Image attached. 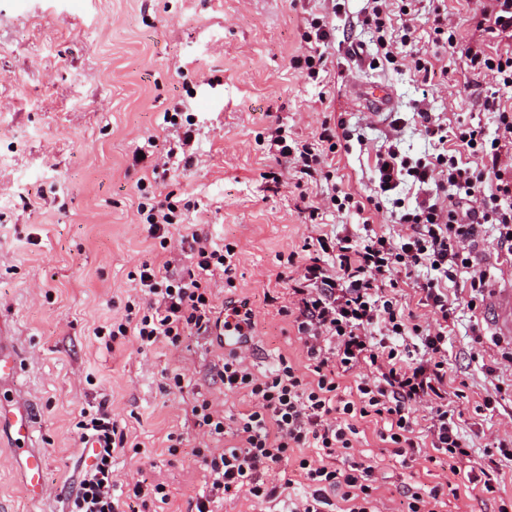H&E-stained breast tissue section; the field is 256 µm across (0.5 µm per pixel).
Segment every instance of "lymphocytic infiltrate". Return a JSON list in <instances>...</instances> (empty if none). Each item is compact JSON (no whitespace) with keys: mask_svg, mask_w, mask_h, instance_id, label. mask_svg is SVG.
Listing matches in <instances>:
<instances>
[{"mask_svg":"<svg viewBox=\"0 0 512 512\" xmlns=\"http://www.w3.org/2000/svg\"><path fill=\"white\" fill-rule=\"evenodd\" d=\"M473 70L493 76L512 88V51L467 49ZM416 115L426 134L440 145L437 154L413 158L402 153L397 140H388L376 152L377 190L391 197L394 223L404 232L398 239L350 233L328 239L305 238L304 263L288 256V317L302 344L305 366L280 359L277 369L256 375L243 350L221 353L217 376L231 394H244L245 408L224 416L208 399L195 401L191 413L210 444L195 449L201 478L207 488L197 497L196 512H215L227 496H245L260 502L286 496L300 485L302 493L288 498V512H322L339 499L343 512H377L374 505V460L339 469L337 452L353 448L359 422H383L379 437L394 456L412 460L419 453V437L427 435L440 455L438 464L447 480L466 489L494 492L491 477L463 470L472 450L460 434L448 404V296L445 281L458 269L471 270L469 286L475 296L486 275L473 271L471 254L484 225L496 230L498 247L512 256V163L504 162L497 141L486 140L478 127L459 126L449 134L430 112ZM468 146L475 163L460 162L448 154L449 137ZM269 152L279 164H292L295 177L316 171L323 156L314 145L289 140L285 130L272 136ZM158 165L147 166L138 182L141 200L137 213L148 233L168 247L170 229L182 214L170 196L157 193ZM418 185L413 204L396 198L401 183ZM190 265L181 275L170 273L169 261L143 262L136 278L142 308L126 304L125 315L113 323L107 349L121 348L135 337L148 348L163 342L179 347L185 336L223 331L216 316L212 280H232L236 247L199 236L181 237ZM426 269L424 301L434 324L414 323L394 294L395 275ZM425 408L417 419V408ZM82 438H97L95 462L70 500V512H120L115 494L112 461L126 444L119 436L106 403L83 413L78 423ZM289 463L294 481L270 483L269 471Z\"/></svg>","mask_w":512,"mask_h":512,"instance_id":"obj_1","label":"lymphocytic infiltrate"}]
</instances>
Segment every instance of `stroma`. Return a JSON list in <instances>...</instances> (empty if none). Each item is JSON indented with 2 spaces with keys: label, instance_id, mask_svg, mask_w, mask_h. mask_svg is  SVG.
<instances>
[{
  "label": "stroma",
  "instance_id": "obj_1",
  "mask_svg": "<svg viewBox=\"0 0 512 512\" xmlns=\"http://www.w3.org/2000/svg\"><path fill=\"white\" fill-rule=\"evenodd\" d=\"M488 0H418L413 50L431 74L410 61L376 58L378 35L364 25L366 0H0V343L22 350L25 368L0 381V410L29 403L36 414L33 447L47 463L40 494L26 488L20 465L0 443V512H69L86 467L82 412L108 401L128 448L114 462V478L166 482L164 512H195L202 491L201 462L192 453L202 435L191 414L195 399L213 400L231 415L243 406L211 379L215 360L209 337L187 336L179 348L140 347L128 338L110 351L97 328L124 316L135 297L131 274L159 249L137 213L135 155L149 137L157 154L178 148L183 131L164 127V113L194 119L190 165L158 180L190 211L179 232L236 246L233 285L216 279V311L230 300H249L256 328L249 362L257 375L280 357L305 359L287 317L281 280L286 256L306 237L376 232L397 238L389 207L362 214L324 213L310 220L301 195L315 200L339 188L363 198L374 194L375 151L401 120L402 147L413 158L434 146L413 112L424 105L443 126L481 127L487 139L512 143L487 100L512 104V91L467 64L468 47L488 44L480 23ZM326 16L335 32L325 46L317 79L299 68L302 35L311 18ZM456 28V50L436 43L434 17ZM389 93L376 107L368 92ZM344 121L357 141L324 155L314 178L296 186L264 179L276 164L268 143L276 129L312 143L324 119ZM474 268L487 288L512 285V259L493 232H483ZM473 268V269H474ZM471 271V270H470ZM470 271L447 287L448 391L457 423L476 453L494 439L512 437V343L495 337L485 307L470 310ZM184 373L183 389L170 387ZM497 401L484 407L486 396ZM179 438L177 452L167 436ZM358 451L336 465L371 456L378 463V512H401L398 488L435 485L434 450L423 447L401 463L378 436L361 425ZM512 502V468L495 493H458L446 512H496Z\"/></svg>",
  "mask_w": 512,
  "mask_h": 512
}]
</instances>
